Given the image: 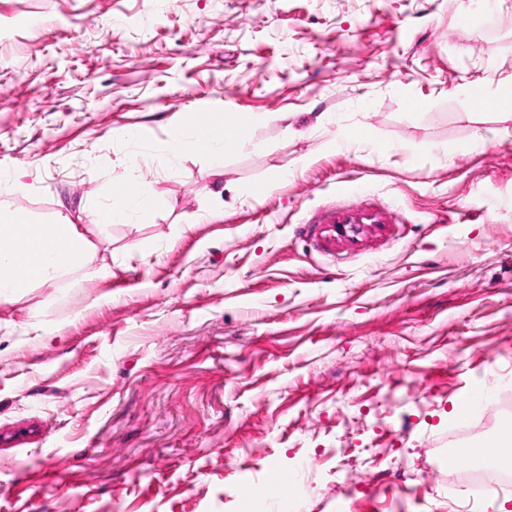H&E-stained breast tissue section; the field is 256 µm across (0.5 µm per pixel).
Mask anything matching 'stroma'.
<instances>
[{"label": "stroma", "mask_w": 512, "mask_h": 512, "mask_svg": "<svg viewBox=\"0 0 512 512\" xmlns=\"http://www.w3.org/2000/svg\"><path fill=\"white\" fill-rule=\"evenodd\" d=\"M473 81L512 84V0H0V203L96 267L0 299V512H279L273 465L302 512H496L467 450L512 417V116ZM200 110L249 145L168 163ZM134 160L161 206L99 232ZM193 114L197 113H184L175 126L167 158L169 162L176 161L184 153L202 155L209 160L218 162L223 160L226 154L232 150H241L247 146L249 142V122L238 117H227L224 136L222 134H215L211 139L210 145L205 150L193 148V136L198 129L196 122L191 118ZM239 129H244L246 131L245 135L235 143L226 142V135L235 133ZM185 131L188 132L187 136L184 135Z\"/></svg>", "instance_id": "obj_1"}]
</instances>
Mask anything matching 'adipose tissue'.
Segmentation results:
<instances>
[{
	"instance_id": "1",
	"label": "adipose tissue",
	"mask_w": 512,
	"mask_h": 512,
	"mask_svg": "<svg viewBox=\"0 0 512 512\" xmlns=\"http://www.w3.org/2000/svg\"><path fill=\"white\" fill-rule=\"evenodd\" d=\"M158 199L151 183L131 172L113 188L112 203L97 215L98 229L122 222L129 208L153 212ZM92 262L91 246L66 216L49 224H20L16 212L0 206V298L24 296L30 289L58 284Z\"/></svg>"
}]
</instances>
